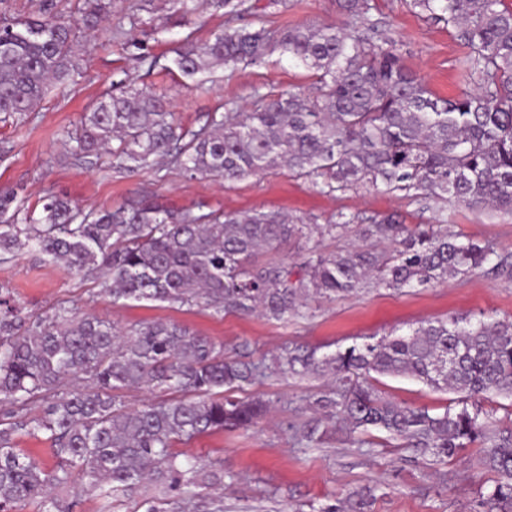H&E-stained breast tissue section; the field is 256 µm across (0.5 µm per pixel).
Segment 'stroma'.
Here are the masks:
<instances>
[{
    "label": "stroma",
    "mask_w": 512,
    "mask_h": 512,
    "mask_svg": "<svg viewBox=\"0 0 512 512\" xmlns=\"http://www.w3.org/2000/svg\"><path fill=\"white\" fill-rule=\"evenodd\" d=\"M250 13L230 20L205 8L193 20L168 0H112L106 28L84 37L81 72L73 82L53 88L37 108L17 123L0 122V186L14 187L30 204L46 191H61L83 206L115 209L147 195L169 208H202L243 213L276 210L319 222L333 214L397 213L407 226L427 223L429 212L403 193L361 188L333 196L320 194L281 170L224 183L190 178L171 166L129 172L75 161L65 133L106 93H119L128 78L165 95L177 119L198 126L199 119L227 103L249 106L253 88L279 93L310 87L307 71L288 55L273 53L265 64L230 72L217 68L203 88H186L168 65L185 35L204 41L233 25L283 27L332 23L336 0H251ZM381 37L397 41L406 67L442 97L455 96L464 83V49L451 29L410 9L405 0H375ZM448 230L492 244L512 258V212L448 207ZM0 281L9 282L16 299L38 314L67 302L82 312L121 325L166 319L221 342L225 350L249 343L253 358L272 359L284 343L347 346L361 338L407 331L426 320L474 317L512 321V281L481 272L449 279L434 288H374L333 301L316 299L304 318L273 321L262 317L220 316L209 310L178 308L159 302L112 305L97 296L90 281L70 275L24 253L0 264ZM379 388L395 401L443 411L456 405L455 393L436 392L403 377L382 376ZM324 378L279 377L264 380L252 393L271 401L270 411L248 430L216 432L185 445V452L222 463L224 512H317L348 495L373 494L368 512H488L493 475L481 463L482 450L471 447L451 458L423 456L383 433L351 432L340 418L326 423L322 440L304 447L286 427L306 420V399L330 389Z\"/></svg>",
    "instance_id": "35a3bbf8"
}]
</instances>
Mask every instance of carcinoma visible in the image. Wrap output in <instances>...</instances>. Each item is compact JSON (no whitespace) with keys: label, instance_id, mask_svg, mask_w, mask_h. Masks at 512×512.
Instances as JSON below:
<instances>
[{"label":"carcinoma","instance_id":"1","mask_svg":"<svg viewBox=\"0 0 512 512\" xmlns=\"http://www.w3.org/2000/svg\"><path fill=\"white\" fill-rule=\"evenodd\" d=\"M183 16L201 0H169ZM451 26L465 49V85L435 95L406 69L394 41H373V0H336L334 24L268 29L226 27L205 42L186 35L173 68L200 86L217 67L231 72L276 51L311 71L312 90L278 95L255 89L251 106L209 112L196 127L177 123L164 97L129 85L82 113L67 133L71 155L128 171L165 161L191 177L226 183L282 169L320 193L358 187L400 191L431 201L429 223L413 229L395 213L342 212L312 224L280 211L201 213L143 198L128 208H85L50 193L33 210L16 189H0V262L31 251L98 284L112 304L150 301L286 321L306 316L315 298L366 288H429L488 268L508 272L489 246L448 233V204L512 211V8L503 0H406ZM229 17L246 0H208ZM112 0H84L76 25L51 11L0 17V115L31 112L78 71L79 34L97 31ZM359 224L355 240L334 250L321 241ZM297 245L298 262L270 256ZM235 357L224 344L172 320L119 327L60 302L32 315L0 283V512H224L223 465L177 450L224 429H248L269 401L245 393L261 377H331L314 395L312 416L292 425L300 445L321 439L324 420L396 437L423 455L449 458L486 446L481 464L497 476L489 512H512V427H493L478 405L400 404L376 376L417 379L438 391L512 395V322L450 317L392 331L333 351L284 346L271 365ZM152 399L130 406L125 394ZM48 443L46 465L18 447ZM369 496L319 512H367Z\"/></svg>","mask_w":512,"mask_h":512}]
</instances>
